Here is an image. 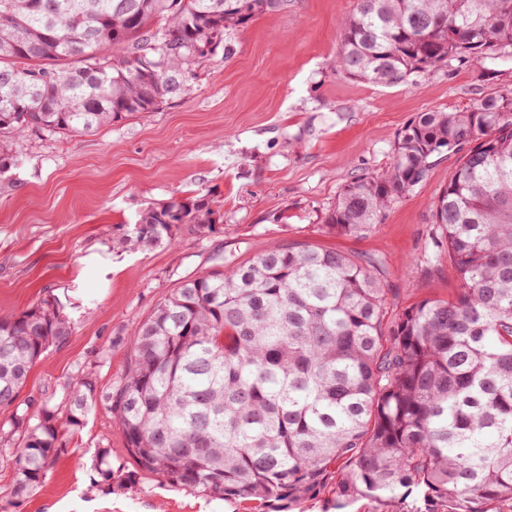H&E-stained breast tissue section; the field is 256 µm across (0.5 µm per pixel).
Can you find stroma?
<instances>
[{"instance_id":"stroma-1","label":"stroma","mask_w":512,"mask_h":512,"mask_svg":"<svg viewBox=\"0 0 512 512\" xmlns=\"http://www.w3.org/2000/svg\"><path fill=\"white\" fill-rule=\"evenodd\" d=\"M354 0H288L287 13L233 31L185 96L91 135L31 133L0 174V310L56 298L72 332L31 370L20 405L61 404L79 369L100 387L122 376L142 321L186 277L250 260L272 244L304 241L380 263L393 312L449 297L455 271L426 273L432 203L457 165L435 159L424 184L388 208L370 232L339 236L325 216L342 185L390 165L397 134L418 113L456 111L512 87V56L490 68L451 64L394 86L336 72L340 21ZM208 194L221 220L212 232L131 251L121 227L149 205ZM112 359L99 360L102 350ZM111 480L95 466L101 452ZM0 455V512H254L243 499L214 500L141 473L105 406L70 436L45 481L8 495Z\"/></svg>"}]
</instances>
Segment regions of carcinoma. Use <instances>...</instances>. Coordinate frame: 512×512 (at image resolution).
Masks as SVG:
<instances>
[{
	"mask_svg": "<svg viewBox=\"0 0 512 512\" xmlns=\"http://www.w3.org/2000/svg\"><path fill=\"white\" fill-rule=\"evenodd\" d=\"M288 0H0V172L28 131L94 132L181 96L224 34ZM332 66L378 86L512 50V0H356ZM460 154L433 202L432 238L459 288L389 314L384 270L332 248L275 244L187 278L101 388L83 369L61 405H16L32 367L71 325L45 302L0 314V448L11 495L44 482L97 404L137 469L258 512L336 484L351 500L422 501L404 512H512V93L419 113L382 174L346 183L326 217L370 231ZM220 219L207 195L144 208L122 244L146 250Z\"/></svg>",
	"mask_w": 512,
	"mask_h": 512,
	"instance_id": "1",
	"label": "carcinoma"
}]
</instances>
